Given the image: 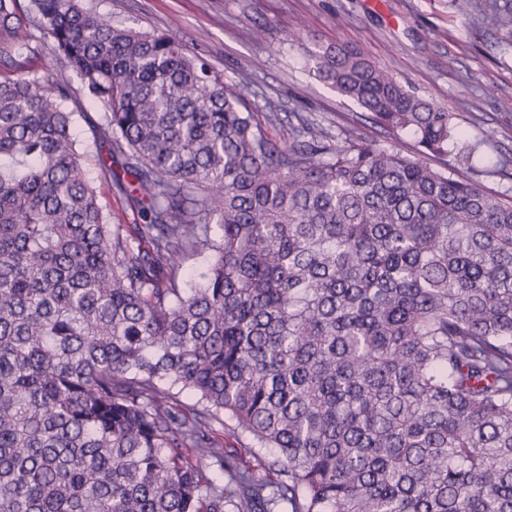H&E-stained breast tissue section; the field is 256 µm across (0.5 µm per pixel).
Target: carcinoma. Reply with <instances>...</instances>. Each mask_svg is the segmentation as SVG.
I'll list each match as a JSON object with an SVG mask.
<instances>
[{
	"mask_svg": "<svg viewBox=\"0 0 512 512\" xmlns=\"http://www.w3.org/2000/svg\"><path fill=\"white\" fill-rule=\"evenodd\" d=\"M311 58L414 150L275 140L173 36L0 0V512H512V198L431 165L451 113L348 44ZM85 98L129 232L84 175ZM228 422L277 457L225 452ZM184 267L191 276L185 279L182 288L188 289L191 288V286L201 284L204 281V275L207 273L208 269L207 253L187 257L184 262Z\"/></svg>",
	"mask_w": 512,
	"mask_h": 512,
	"instance_id": "1",
	"label": "carcinoma"
}]
</instances>
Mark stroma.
<instances>
[{
	"label": "stroma",
	"instance_id": "stroma-1",
	"mask_svg": "<svg viewBox=\"0 0 512 512\" xmlns=\"http://www.w3.org/2000/svg\"><path fill=\"white\" fill-rule=\"evenodd\" d=\"M113 21L163 31L243 87L257 118L268 108L315 120L332 135L381 139L357 102L322 81L309 58L344 42L454 116L473 146L470 161L449 149L442 162L485 189L512 196L503 159L512 157V25L464 22L454 0H91ZM298 41H290V34ZM74 131L83 168L110 223L132 229L137 212L105 175L95 138L104 112L85 103Z\"/></svg>",
	"mask_w": 512,
	"mask_h": 512
}]
</instances>
